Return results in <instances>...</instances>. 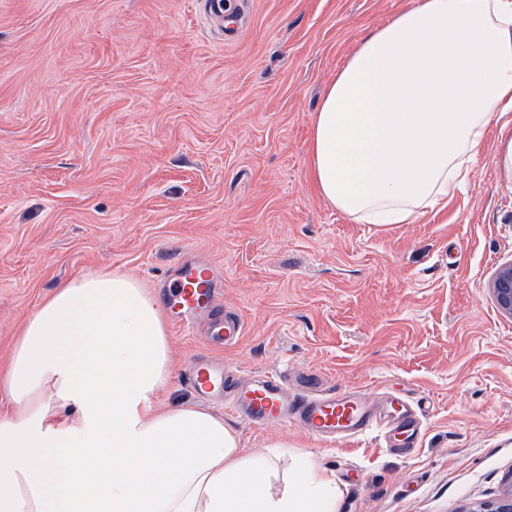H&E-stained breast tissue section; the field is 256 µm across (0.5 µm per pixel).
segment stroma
<instances>
[{"label":"stroma","instance_id":"1","mask_svg":"<svg viewBox=\"0 0 512 512\" xmlns=\"http://www.w3.org/2000/svg\"><path fill=\"white\" fill-rule=\"evenodd\" d=\"M0 0V365L62 282L108 270L151 294L179 253L224 272L244 322L224 349L169 324L156 404H198L200 356L244 374L425 408L414 452L374 431L343 446L220 409L243 448L287 443L332 473L339 512H454L512 472V318L489 283L512 261V179L489 135L447 205L355 224L314 190L310 138L357 39L412 0Z\"/></svg>","mask_w":512,"mask_h":512}]
</instances>
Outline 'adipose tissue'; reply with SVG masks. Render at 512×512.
Instances as JSON below:
<instances>
[{
    "label": "adipose tissue",
    "mask_w": 512,
    "mask_h": 512,
    "mask_svg": "<svg viewBox=\"0 0 512 512\" xmlns=\"http://www.w3.org/2000/svg\"><path fill=\"white\" fill-rule=\"evenodd\" d=\"M512 112V0H415L361 36L310 141L320 195L357 224L447 203ZM173 374L156 299L135 279L61 283L0 371V512H339L305 456L279 478L223 417L155 399Z\"/></svg>",
    "instance_id": "1"
}]
</instances>
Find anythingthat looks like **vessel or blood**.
Here are the masks:
<instances>
[{
    "mask_svg": "<svg viewBox=\"0 0 512 512\" xmlns=\"http://www.w3.org/2000/svg\"><path fill=\"white\" fill-rule=\"evenodd\" d=\"M221 286L216 267L188 252L168 271L160 295L176 322L189 326L206 321L210 339L233 347L240 342L244 326L235 313L217 316ZM186 381L203 398L223 396L226 406L254 426L293 423L325 440L348 442L387 427L397 446L408 449L414 446L421 424L408 402L396 396L374 404L360 394L330 393L314 379H293L284 372L242 382L204 357L191 365Z\"/></svg>",
    "mask_w": 512,
    "mask_h": 512,
    "instance_id": "1",
    "label": "vessel or blood"
}]
</instances>
